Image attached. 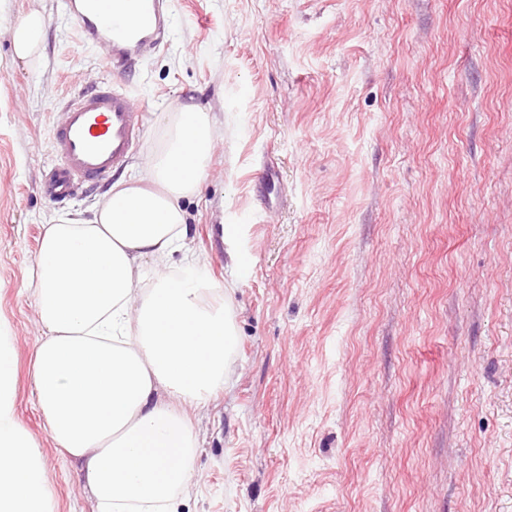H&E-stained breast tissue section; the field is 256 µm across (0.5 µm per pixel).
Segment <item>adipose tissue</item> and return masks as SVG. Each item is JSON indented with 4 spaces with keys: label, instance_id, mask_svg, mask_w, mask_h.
<instances>
[{
    "label": "adipose tissue",
    "instance_id": "adipose-tissue-1",
    "mask_svg": "<svg viewBox=\"0 0 512 512\" xmlns=\"http://www.w3.org/2000/svg\"><path fill=\"white\" fill-rule=\"evenodd\" d=\"M44 35L31 11L11 31L15 57L34 61ZM164 119L166 141L138 178L113 185L91 219L46 225L32 274L38 406L95 512H179L196 478L189 410L225 384L236 342L229 292L190 257L180 205L207 173L215 126L191 104ZM146 258L157 273L144 289ZM14 365V338L0 329V512H51L36 440L16 413Z\"/></svg>",
    "mask_w": 512,
    "mask_h": 512
}]
</instances>
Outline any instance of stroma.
<instances>
[{"label":"stroma","instance_id":"35a3bbf8","mask_svg":"<svg viewBox=\"0 0 512 512\" xmlns=\"http://www.w3.org/2000/svg\"><path fill=\"white\" fill-rule=\"evenodd\" d=\"M34 9L41 50L12 60ZM110 52L62 0H0V325L52 512L92 502L37 406L29 278L45 224L105 194L44 180L57 103ZM124 80L150 117L123 179L161 113L216 122L181 206L236 343L180 512H512V0H172Z\"/></svg>","mask_w":512,"mask_h":512}]
</instances>
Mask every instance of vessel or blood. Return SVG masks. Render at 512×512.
<instances>
[{"instance_id":"vessel-or-blood-1","label":"vessel or blood","mask_w":512,"mask_h":512,"mask_svg":"<svg viewBox=\"0 0 512 512\" xmlns=\"http://www.w3.org/2000/svg\"><path fill=\"white\" fill-rule=\"evenodd\" d=\"M165 6L166 0H125L121 10L109 13L100 0H65V11L84 40L111 45L104 66L112 76L70 93L59 105L63 119L50 131L56 157L48 174L53 201L64 202L78 190L111 180L135 152L149 112L134 104L123 76L137 56L161 44Z\"/></svg>"}]
</instances>
